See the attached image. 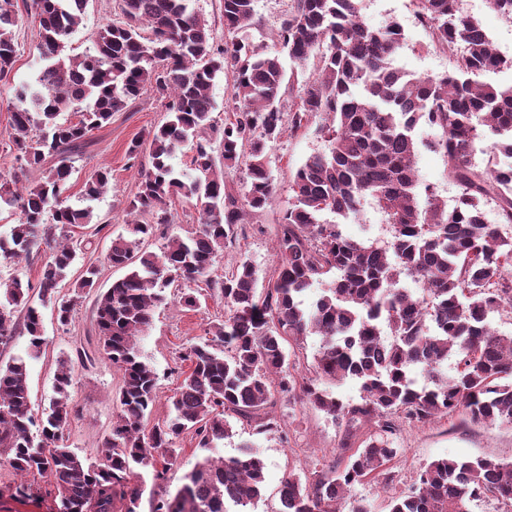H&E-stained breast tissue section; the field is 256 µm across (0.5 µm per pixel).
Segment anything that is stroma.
I'll use <instances>...</instances> for the list:
<instances>
[{
  "label": "stroma",
  "mask_w": 512,
  "mask_h": 512,
  "mask_svg": "<svg viewBox=\"0 0 512 512\" xmlns=\"http://www.w3.org/2000/svg\"><path fill=\"white\" fill-rule=\"evenodd\" d=\"M289 0H255L254 24L249 38L280 51L278 31L288 10ZM466 14L478 18L497 50L512 55V20L492 9L486 0H464ZM19 19L12 29L17 47L14 69L7 79L0 80V176L16 179L18 185H34L40 173L20 168L9 148L11 114L15 92L33 79L42 62L37 49L38 23L34 17L32 0H17ZM361 16L364 24L378 30L390 22H399L405 42L394 64L414 76H438L451 71L452 63L446 52L435 46L431 30L420 23L411 0H364ZM116 0H87L79 27L70 35L67 51L79 54L92 46L97 31L108 22L118 20ZM166 119L164 103L154 93H144L140 99L114 113L110 124L93 131L92 145L76 158L75 171L66 192L67 202L76 208L90 207L92 222L73 228V237L87 239L89 245L79 252L67 282L75 284L85 266L95 265L100 270L99 288H108L112 280L123 276V269L111 266L106 253L112 239L125 234L129 201L138 186V168L128 156L132 142ZM324 115L312 118L299 130H286L281 138L267 146V160L274 179L275 193L269 206L251 214L245 226L244 237L226 244L212 271L213 279H221L224 272L240 260L252 262L259 276L260 286H267L277 264L276 244L282 217L291 200L292 179L297 169L311 156L326 152L329 143L323 127ZM415 135L421 148L417 155L418 174L424 184L430 185L445 201H453L458 187L448 176L444 159L427 149L434 133L425 126H417ZM101 167L112 174V187L93 201L82 197L85 181ZM172 215L170 225L160 227L150 238L151 251H161L166 238L172 234L188 236L194 232L199 215L184 198L174 197L167 203ZM193 295L197 307H188L183 296ZM166 299L153 314V323L142 340L144 360L157 376V402L147 418L146 427L162 422L169 410L171 397L177 392L186 373L187 363L181 355L191 344L204 340L210 322L223 319L224 302L217 291L205 283L170 286ZM94 293H86L75 306L71 321L62 326L56 320L52 306L42 307L45 346L38 358L31 360V404L34 416H41L53 394V377L60 358L71 361L73 382L70 388L73 413L65 432L66 444L85 459L98 460L105 453V442L112 433V424L118 414L116 394L122 384L120 372L112 366L99 349L94 321ZM272 412L281 421L283 433L258 434L244 421H234V434L218 448V456L238 455L242 443H252L266 462L265 486L262 496L249 512H281L280 487L289 472L312 474L315 470L340 463L343 457L341 442L344 428L323 411L309 403H290L277 400ZM398 450L390 463L389 481H368L353 488V498L366 499L372 512H389L393 495L409 490L416 482L422 466L433 459L448 456L476 459L489 457L504 462L512 461V428L508 426L475 425L461 414H453L425 422L401 421L394 437ZM192 432H185L177 441L173 457L167 458L164 480H145L141 498V512H150L153 500L171 494L181 485L182 478L202 459ZM34 484L39 495L23 499L12 495L11 489L21 482ZM55 496L52 486L40 476L20 475L9 466L0 465V512H53Z\"/></svg>",
  "instance_id": "stroma-1"
}]
</instances>
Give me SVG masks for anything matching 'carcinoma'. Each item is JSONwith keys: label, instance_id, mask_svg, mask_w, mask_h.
<instances>
[{"label": "carcinoma", "instance_id": "cac0c4a2", "mask_svg": "<svg viewBox=\"0 0 512 512\" xmlns=\"http://www.w3.org/2000/svg\"><path fill=\"white\" fill-rule=\"evenodd\" d=\"M434 42L448 52L453 70L439 77L406 78L393 66L404 44L397 21L372 30L362 21V0H293L281 21L279 40L298 66L315 58L317 76L303 85L290 109L298 130L327 115L329 152L309 157L291 184L292 197L277 240L275 280L258 288V274L242 260L219 282L208 285L224 298V320L211 339L192 344L189 362L163 425L150 433L143 422L156 403L157 376L142 360L141 338L164 290L176 282L209 277L226 242L244 230L245 216L266 208L274 185L265 148L284 133L280 90L287 72L278 53L245 36L254 0H223L224 42L190 9V0H119L123 17L102 26L94 48L67 53L87 0H33L42 60L35 83L17 91L9 146L16 159L40 171L38 183L19 188L0 181V208L20 212L9 237L0 239V258L19 263L45 254L37 285L17 276L0 277V345L18 326L29 337L28 354L44 346L41 307L50 304L66 326L80 292L97 287L99 271L86 268L70 294L60 291L77 258L69 228L90 223V212L66 204L75 159L90 133L151 90L165 100L167 120L134 142L129 156L148 151L138 191L128 205V232L112 241L107 261L125 274L96 294L95 330L106 358L122 372L119 414L98 463L63 443L71 415V362L57 361L49 406L40 420L31 409L28 363L14 357L0 365V464L21 474L48 478L58 512H139L142 489L137 469L155 470V454L175 452L176 440L191 431L200 448H216L232 436L230 413L254 423L257 433L280 427L264 412L275 394L306 401L344 422L346 441L376 426L364 447L340 466L282 481V512H341L355 485L387 474L397 455L396 420L423 422L456 412L473 424L512 426V336H501L489 317L512 303V236L485 222L495 205L500 224H512V85L490 84L484 76L512 70L484 34L481 22L461 12L458 0H412ZM17 23L14 0H0V79L11 74ZM232 75L226 111L218 128L210 89L221 73ZM64 112L78 120H60ZM436 131L429 146L446 161L459 187L453 206L429 187L416 168L415 129ZM498 136L487 151L508 161L492 169L472 162L486 133ZM189 145L195 176L171 164ZM245 163L246 181L237 190L224 169ZM101 168L84 183L96 199L108 188ZM186 198L199 213L197 230L168 238L161 253L144 250L156 226L172 222L167 201ZM369 203L392 228L389 245L343 235L340 226ZM333 213L336 222L322 220ZM411 280L427 298L405 286ZM322 286L306 307L302 295ZM388 329L390 338L382 337ZM315 335L318 381L298 384L283 341ZM454 362V374L444 366ZM420 371L426 383L413 377ZM359 382L358 403H344L327 384ZM265 463L245 444L231 457L206 456L170 497L152 512H247L261 497ZM490 498L512 512V462L492 458H441L423 466L419 484L391 497L390 512H469Z\"/></svg>", "mask_w": 512, "mask_h": 512}]
</instances>
